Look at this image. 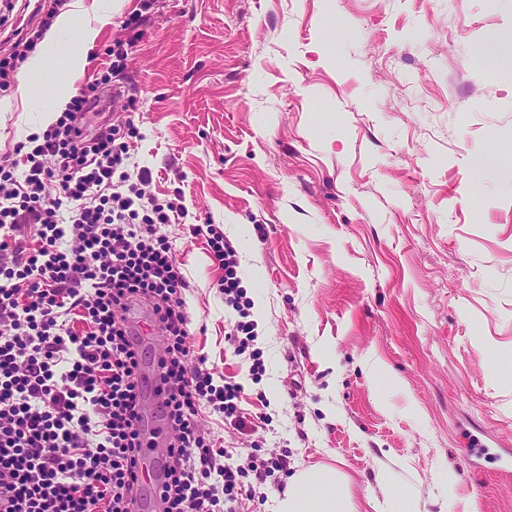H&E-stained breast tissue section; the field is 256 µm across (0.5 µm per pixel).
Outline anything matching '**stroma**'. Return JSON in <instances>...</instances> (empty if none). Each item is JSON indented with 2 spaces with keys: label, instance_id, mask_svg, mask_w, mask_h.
I'll return each mask as SVG.
<instances>
[{
  "label": "stroma",
  "instance_id": "1",
  "mask_svg": "<svg viewBox=\"0 0 512 512\" xmlns=\"http://www.w3.org/2000/svg\"><path fill=\"white\" fill-rule=\"evenodd\" d=\"M141 0H120L77 93ZM124 76L132 161L187 215L161 226L188 283L189 346L240 384L250 425L202 412L240 459L335 466L358 512L385 481L415 512H512V0H153ZM503 46L486 64L488 38ZM10 96L0 157L44 104ZM501 157L482 185L473 171ZM237 252L265 371L224 339L223 274L196 225ZM479 436L509 450L469 459Z\"/></svg>",
  "mask_w": 512,
  "mask_h": 512
}]
</instances>
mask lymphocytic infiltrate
<instances>
[{
  "mask_svg": "<svg viewBox=\"0 0 512 512\" xmlns=\"http://www.w3.org/2000/svg\"><path fill=\"white\" fill-rule=\"evenodd\" d=\"M65 3L48 0L37 26L7 37L1 93ZM133 45L107 46L110 64L88 91L0 161V512H139V451L154 442L140 427L144 378L125 313L141 299L165 338L155 378L172 441L159 512H243L266 501L268 477L288 470L284 456L233 463L232 451L214 449L202 432L204 408L237 427L245 420L239 385H215L210 370L187 365L188 283L158 233L183 209L146 193L148 170L130 175L133 121L90 132L79 124L106 87L135 111L120 79ZM25 225L33 231L26 245L16 239ZM207 245L237 315L225 338L247 352L257 324L238 257L212 224Z\"/></svg>",
  "mask_w": 512,
  "mask_h": 512,
  "instance_id": "f902f5d3",
  "label": "lymphocytic infiltrate"
}]
</instances>
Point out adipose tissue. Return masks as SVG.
<instances>
[{
	"label": "adipose tissue",
	"instance_id": "obj_1",
	"mask_svg": "<svg viewBox=\"0 0 512 512\" xmlns=\"http://www.w3.org/2000/svg\"><path fill=\"white\" fill-rule=\"evenodd\" d=\"M344 480L334 468L293 472L287 490L275 499L274 512H350L349 500L336 491Z\"/></svg>",
	"mask_w": 512,
	"mask_h": 512
}]
</instances>
